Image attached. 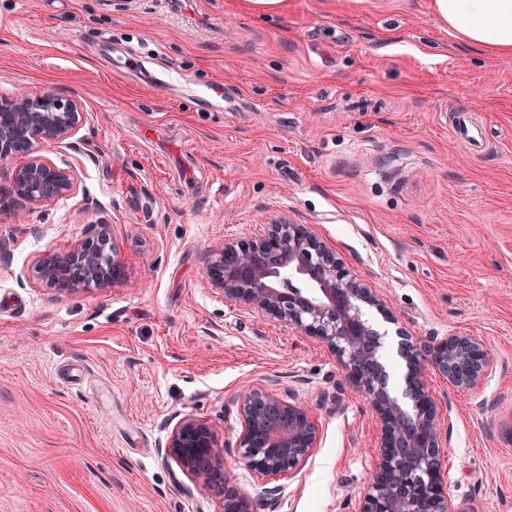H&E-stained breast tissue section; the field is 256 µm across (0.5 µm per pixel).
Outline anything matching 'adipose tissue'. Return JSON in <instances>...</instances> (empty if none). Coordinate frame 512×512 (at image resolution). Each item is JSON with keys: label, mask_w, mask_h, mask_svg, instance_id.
Wrapping results in <instances>:
<instances>
[{"label": "adipose tissue", "mask_w": 512, "mask_h": 512, "mask_svg": "<svg viewBox=\"0 0 512 512\" xmlns=\"http://www.w3.org/2000/svg\"><path fill=\"white\" fill-rule=\"evenodd\" d=\"M432 10L463 45L512 56V0H432Z\"/></svg>", "instance_id": "ef3b65f1"}]
</instances>
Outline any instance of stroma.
Segmentation results:
<instances>
[{"label": "stroma", "instance_id": "obj_1", "mask_svg": "<svg viewBox=\"0 0 512 512\" xmlns=\"http://www.w3.org/2000/svg\"><path fill=\"white\" fill-rule=\"evenodd\" d=\"M139 57L133 70L125 59ZM224 86L206 96L209 83ZM51 86L86 116L58 145L75 195L0 214V512H220L160 448L186 417L237 461L233 398L250 385L306 402L320 440L279 481L274 512H356L379 428L315 338L211 287V249L289 219L315 225L368 288L388 385L398 330L475 336L498 365L476 391L423 379L453 433L455 504L512 512V56L471 52L430 0H293L260 17L233 0H0V95ZM484 122L491 150L450 133ZM126 280L68 292L33 261L94 237Z\"/></svg>", "mask_w": 512, "mask_h": 512}]
</instances>
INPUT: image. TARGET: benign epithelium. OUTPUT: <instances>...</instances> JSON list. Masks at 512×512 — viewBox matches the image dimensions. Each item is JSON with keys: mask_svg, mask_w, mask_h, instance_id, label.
Instances as JSON below:
<instances>
[{"mask_svg": "<svg viewBox=\"0 0 512 512\" xmlns=\"http://www.w3.org/2000/svg\"><path fill=\"white\" fill-rule=\"evenodd\" d=\"M83 121L79 102L50 87L0 96V165H13L11 187L0 195L1 212L13 211L18 199L35 208L76 193L74 172L55 165L44 150L73 145ZM97 227L96 237L65 256L38 258L37 279L63 283L72 291L122 282L123 263L107 247L109 225L99 221ZM212 256L207 277L213 288L326 345L368 400L381 434L357 512H478L475 504L456 507L448 494L443 449L452 428L441 424L436 402L421 379L429 365L456 389H478L496 364L478 339L459 333L419 343L401 334L408 373L400 398L388 388L383 336L367 318L369 307L386 312L387 297L362 286L315 226L282 220L249 241L216 246ZM232 403L240 423L238 460L253 474L261 496L274 505L280 491L275 482L317 447L319 427L306 403L262 387L239 393ZM164 456L213 493L222 512H255V498L233 484L224 469L223 444L211 425L180 420L165 442Z\"/></svg>", "mask_w": 512, "mask_h": 512, "instance_id": "1", "label": "benign epithelium"}]
</instances>
